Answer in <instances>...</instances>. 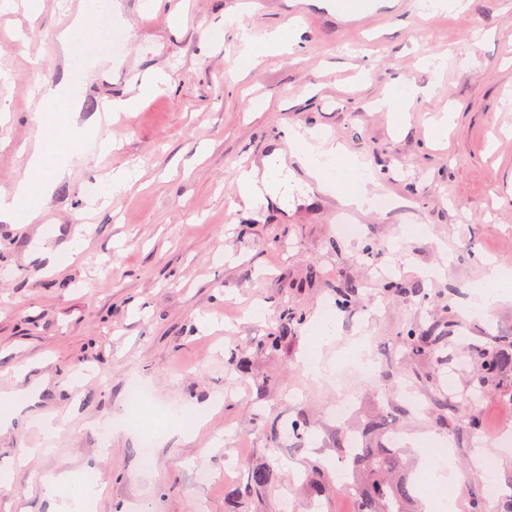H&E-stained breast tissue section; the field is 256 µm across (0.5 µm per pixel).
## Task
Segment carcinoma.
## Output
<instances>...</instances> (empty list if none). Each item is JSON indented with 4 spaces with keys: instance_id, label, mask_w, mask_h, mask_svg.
<instances>
[{
    "instance_id": "carcinoma-1",
    "label": "carcinoma",
    "mask_w": 512,
    "mask_h": 512,
    "mask_svg": "<svg viewBox=\"0 0 512 512\" xmlns=\"http://www.w3.org/2000/svg\"><path fill=\"white\" fill-rule=\"evenodd\" d=\"M483 370L492 375L512 372V350L493 345L482 349ZM484 393L483 386L472 388L463 400L455 402L445 397L437 400L441 407L450 409H475L473 397ZM384 426L377 421L365 427L366 440L352 447V438L346 433H336V447L339 448L353 466L355 484L359 488L357 512H410L413 502L407 479L404 449L390 448L373 443L383 432ZM272 479L270 470L262 467L252 471L246 494L263 491Z\"/></svg>"
}]
</instances>
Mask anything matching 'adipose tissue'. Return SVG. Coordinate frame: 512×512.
Returning <instances> with one entry per match:
<instances>
[{
	"label": "adipose tissue",
	"instance_id": "obj_1",
	"mask_svg": "<svg viewBox=\"0 0 512 512\" xmlns=\"http://www.w3.org/2000/svg\"><path fill=\"white\" fill-rule=\"evenodd\" d=\"M88 66L67 69L62 80L47 87L41 95L37 122L40 136L31 151L23 178L10 191L0 192V221L29 224L43 212L49 189L60 183L72 160L84 146L107 151L108 141L98 139L96 126H79V89L87 79ZM289 155L302 162L318 190L335 191L343 204L358 211H372L377 196L370 190L372 177L367 165L346 150L315 146L300 138H290ZM285 154L274 151L262 164L240 169L238 194L251 207L283 204L288 189ZM336 332L333 317L321 315L307 326V350L303 371L312 380L324 378L323 350ZM46 495L57 502L56 512H79L92 506L103 491L102 482L86 480L77 472L66 471L48 477Z\"/></svg>",
	"mask_w": 512,
	"mask_h": 512
}]
</instances>
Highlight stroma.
I'll return each instance as SVG.
<instances>
[{
	"instance_id": "stroma-1",
	"label": "stroma",
	"mask_w": 512,
	"mask_h": 512,
	"mask_svg": "<svg viewBox=\"0 0 512 512\" xmlns=\"http://www.w3.org/2000/svg\"><path fill=\"white\" fill-rule=\"evenodd\" d=\"M121 0L108 15L119 45L86 52L97 73L83 93L82 119L106 101L139 93L138 75L170 80L138 112L117 114L104 136L109 154L87 151L55 186L31 224L0 223V393L29 387L24 411L65 418L51 452L18 459L41 440L37 429L0 430V512H54L42 491L51 473L79 470L106 489L92 512H356L336 490L339 429L386 419L404 435L412 472L417 443H444L464 478L450 490L472 512L486 484L476 436L512 485V372L487 382L475 411L439 410L481 377L478 352L512 343V296L466 316L488 263L512 274V0H463L453 14L425 0H370L341 14L322 0ZM68 0H47L38 16L0 11V191L23 176L21 148L33 137L39 87L59 82L69 62L57 43L70 23ZM264 39L291 23L300 41L244 70L230 19ZM416 88L397 112L378 107L395 83ZM140 94V93H139ZM271 106L250 111L252 100ZM454 119L434 140V121ZM342 144L369 163L384 205L359 212L334 193L293 192L287 207H241L240 168L284 148L286 134ZM135 170L128 191L97 201L84 220L88 187L114 170ZM358 225L344 236L340 220ZM82 232H75L76 223ZM81 244L61 273L38 257L40 242ZM446 264L444 277L421 270ZM397 286L382 287L381 273ZM354 282L349 307L336 290ZM263 314L253 318L252 307ZM332 313L338 340L327 349V379L306 378L300 360L306 321ZM275 349L265 341L280 325ZM437 326L435 354L407 356V330ZM365 337L373 362L360 376L352 341ZM248 375L234 370L239 355ZM146 384L156 403L207 411L188 436L158 435L151 460L143 436L128 432V388ZM355 405L337 423L329 409L346 393ZM222 396L219 411L208 408ZM304 418L303 437L287 435ZM270 468L265 495L242 490L253 469Z\"/></svg>"
}]
</instances>
